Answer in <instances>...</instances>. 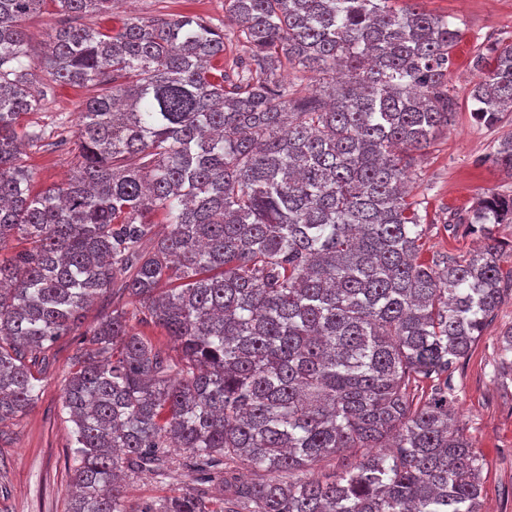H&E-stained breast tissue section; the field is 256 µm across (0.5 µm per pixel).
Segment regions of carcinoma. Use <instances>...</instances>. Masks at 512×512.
<instances>
[{"label":"carcinoma","instance_id":"obj_1","mask_svg":"<svg viewBox=\"0 0 512 512\" xmlns=\"http://www.w3.org/2000/svg\"><path fill=\"white\" fill-rule=\"evenodd\" d=\"M43 2L0 0V251L16 243L0 259V425L82 331L62 404L68 512H126L120 473L168 478L172 451L198 484L224 482L223 512H478L451 376L512 286L493 234L512 195L445 223L478 227L479 250L424 261L427 208L405 183L459 110L460 28L418 0H224L230 34L179 14L108 34L78 20L114 0H52L69 22L37 80L23 22ZM473 66L474 113L496 126L512 45L478 47ZM288 69L344 80L302 97ZM62 83L101 87L76 130L22 124ZM71 136L66 180L33 192L27 150ZM489 160L512 172V135ZM106 293L112 310L82 329ZM141 512L216 510L197 491Z\"/></svg>","mask_w":512,"mask_h":512}]
</instances>
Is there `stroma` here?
I'll use <instances>...</instances> for the list:
<instances>
[{"instance_id":"stroma-1","label":"stroma","mask_w":512,"mask_h":512,"mask_svg":"<svg viewBox=\"0 0 512 512\" xmlns=\"http://www.w3.org/2000/svg\"><path fill=\"white\" fill-rule=\"evenodd\" d=\"M423 8L449 17L462 36L453 50L448 86L458 100L459 112L448 129L438 133L430 148L420 152L409 171L415 199L425 201L434 224L425 235V256L449 252L465 257L476 249L480 234L445 232L441 220L448 213L464 211L488 192L512 195V176L487 164L486 156L499 140L512 133V113L495 127L479 124L472 114L469 92L481 78L471 64L476 45L512 44V0H423ZM199 14L214 23L224 21V0H117L103 14H90L83 22L108 32L132 17L157 14ZM64 15L52 4L30 15L23 23L30 71L41 75L43 48ZM97 86H60L33 119L42 124L65 122L75 128L83 103L96 96ZM73 154L68 150H33L35 189L60 182L68 173ZM512 329V291L504 294L495 320L486 328L472 355L458 364L453 377L456 424L479 452L483 462L480 512H512V369L504 367L499 340ZM79 336L60 338L49 352V365L41 378V392L25 414L0 426V512H67L72 459L71 422L62 409L69 365L78 353ZM186 471L167 479L150 473L128 475L124 500L128 512H138L148 501L158 502L191 488Z\"/></svg>"}]
</instances>
